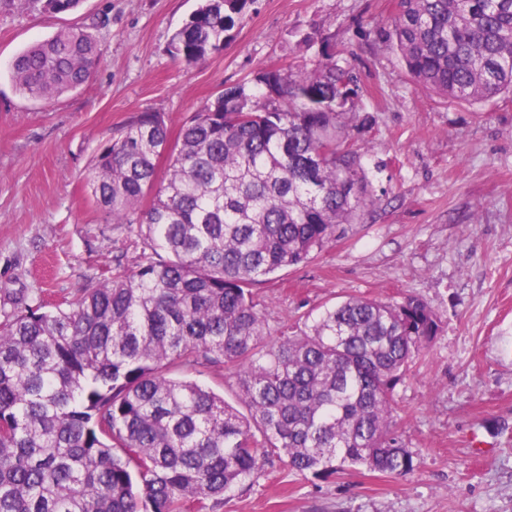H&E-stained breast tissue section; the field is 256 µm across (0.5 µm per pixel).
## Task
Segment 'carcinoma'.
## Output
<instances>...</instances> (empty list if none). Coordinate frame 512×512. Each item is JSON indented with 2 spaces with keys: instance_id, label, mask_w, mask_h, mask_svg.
Instances as JSON below:
<instances>
[{
  "instance_id": "cac0c4a2",
  "label": "carcinoma",
  "mask_w": 512,
  "mask_h": 512,
  "mask_svg": "<svg viewBox=\"0 0 512 512\" xmlns=\"http://www.w3.org/2000/svg\"><path fill=\"white\" fill-rule=\"evenodd\" d=\"M50 14L80 0L36 2ZM252 0H205L172 37L190 65L224 50ZM385 36L416 85L469 103L512 93V0H397ZM94 38L67 28L11 63L46 101L82 86ZM224 88L169 144L139 112L93 156L88 189L114 224L146 225L152 255L80 296L0 318V512H212L275 462L330 479L404 476L396 388L437 338L422 298L349 297L271 337L252 287L360 224L376 199L348 142L357 77L332 57ZM164 176H159L161 163ZM236 378L248 415L171 377L200 363Z\"/></svg>"
}]
</instances>
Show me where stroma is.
I'll use <instances>...</instances> for the list:
<instances>
[{
  "instance_id": "obj_1",
  "label": "stroma",
  "mask_w": 512,
  "mask_h": 512,
  "mask_svg": "<svg viewBox=\"0 0 512 512\" xmlns=\"http://www.w3.org/2000/svg\"><path fill=\"white\" fill-rule=\"evenodd\" d=\"M202 2L82 0L51 15L0 0V312L136 271L145 226L112 223L86 187L93 155L130 116L161 113L175 134L225 86L342 49L359 86L348 135L376 204L253 299L275 336L350 296L427 301L441 332L397 388V433L420 466L324 480L278 463L216 512H512V94L470 104L416 86L378 34L395 0H254L223 51L188 66L170 42ZM72 26L100 48L89 80L23 97L14 56Z\"/></svg>"
}]
</instances>
